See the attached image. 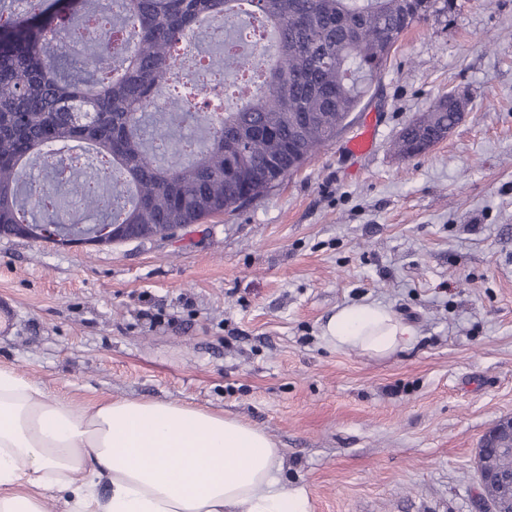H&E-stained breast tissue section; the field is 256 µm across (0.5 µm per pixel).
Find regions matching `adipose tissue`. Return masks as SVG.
<instances>
[{
    "label": "adipose tissue",
    "instance_id": "obj_1",
    "mask_svg": "<svg viewBox=\"0 0 512 512\" xmlns=\"http://www.w3.org/2000/svg\"><path fill=\"white\" fill-rule=\"evenodd\" d=\"M335 348L385 357L413 328L386 307L345 306L324 331ZM281 450L236 418L178 403L104 400L82 406L0 368V512H311L286 485Z\"/></svg>",
    "mask_w": 512,
    "mask_h": 512
}]
</instances>
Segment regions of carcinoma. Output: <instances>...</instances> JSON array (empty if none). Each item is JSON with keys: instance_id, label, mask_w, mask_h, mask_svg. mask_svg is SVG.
<instances>
[{"instance_id": "cac0c4a2", "label": "carcinoma", "mask_w": 512, "mask_h": 512, "mask_svg": "<svg viewBox=\"0 0 512 512\" xmlns=\"http://www.w3.org/2000/svg\"><path fill=\"white\" fill-rule=\"evenodd\" d=\"M273 37L264 61L237 39L224 43L235 90L260 88L224 112H197V84L174 79L183 42L223 25L241 2ZM0 5V235L30 227L117 233L118 242L174 234L263 197L271 176L290 174L336 138L380 79L402 34L437 0H117L119 17L92 0H9ZM67 32L101 52L77 59L51 43ZM164 96L168 111L153 110ZM453 98L439 97L395 143L417 156L457 124ZM204 134L178 139L175 122ZM90 147L109 192L79 183L50 161L70 146ZM53 188L33 192L25 170L37 159ZM512 471V451L484 452Z\"/></svg>"}]
</instances>
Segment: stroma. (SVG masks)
Returning a JSON list of instances; mask_svg holds the SVG:
<instances>
[{
    "label": "stroma",
    "mask_w": 512,
    "mask_h": 512,
    "mask_svg": "<svg viewBox=\"0 0 512 512\" xmlns=\"http://www.w3.org/2000/svg\"><path fill=\"white\" fill-rule=\"evenodd\" d=\"M451 90L459 123L398 154ZM0 300V368L78 405L175 402L261 428L312 512H481L477 451L512 417V0L413 23L336 139L234 214L144 243L0 236ZM355 303L414 342L330 346L324 324Z\"/></svg>",
    "instance_id": "obj_1"
}]
</instances>
